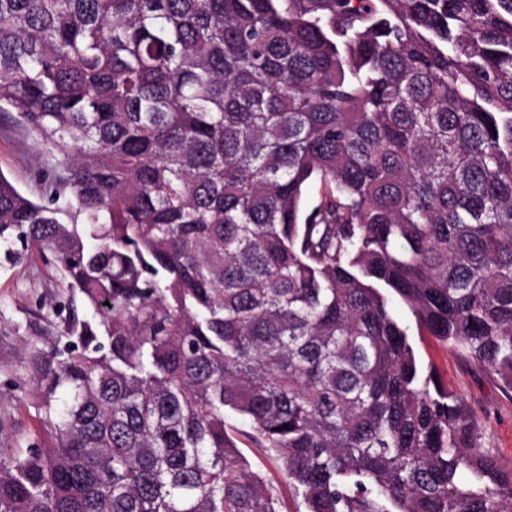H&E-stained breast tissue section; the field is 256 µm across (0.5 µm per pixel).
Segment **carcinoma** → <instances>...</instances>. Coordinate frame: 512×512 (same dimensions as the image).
<instances>
[{
  "mask_svg": "<svg viewBox=\"0 0 512 512\" xmlns=\"http://www.w3.org/2000/svg\"><path fill=\"white\" fill-rule=\"evenodd\" d=\"M0 112L5 259L90 311L22 338L0 512H281L243 441L304 512H512L389 308L512 390V0H0ZM47 154L36 138L10 115L0 114V170L21 192L40 194L38 171L47 166ZM243 454L249 460L252 468L259 472L268 482L278 488L281 498V510L284 512L304 511L300 498H296L288 488L280 470L257 448L250 444L241 445Z\"/></svg>",
  "mask_w": 512,
  "mask_h": 512,
  "instance_id": "1",
  "label": "carcinoma"
}]
</instances>
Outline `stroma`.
I'll return each mask as SVG.
<instances>
[{
    "mask_svg": "<svg viewBox=\"0 0 512 512\" xmlns=\"http://www.w3.org/2000/svg\"><path fill=\"white\" fill-rule=\"evenodd\" d=\"M46 163L47 156L36 138L10 115L0 114V173L21 192L35 197L40 193L38 172ZM80 299L77 291L66 287L60 270L39 254L17 265L0 258L1 442L22 447L37 432L33 409L11 397L14 376L10 368L22 355V337L56 321L64 306ZM392 311L399 321L409 325V342L422 366L434 368L449 389L462 397L478 421L485 445L495 450L503 468H512V392L467 355L448 349L426 331L415 328L406 306L393 303ZM242 452L253 469L278 488L282 512H301L303 505L289 490L280 470L251 445H243Z\"/></svg>",
    "mask_w": 512,
    "mask_h": 512,
    "instance_id": "stroma-1",
    "label": "stroma"
}]
</instances>
